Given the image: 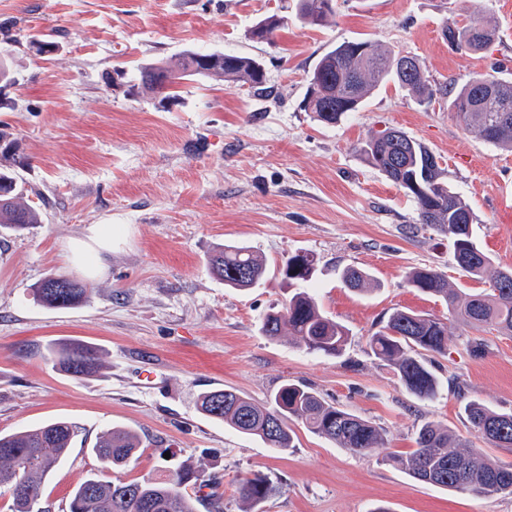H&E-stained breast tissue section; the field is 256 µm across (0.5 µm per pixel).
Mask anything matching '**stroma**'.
Returning a JSON list of instances; mask_svg holds the SVG:
<instances>
[{"label":"stroma","instance_id":"stroma-1","mask_svg":"<svg viewBox=\"0 0 512 512\" xmlns=\"http://www.w3.org/2000/svg\"><path fill=\"white\" fill-rule=\"evenodd\" d=\"M294 0H0V41L16 79L0 126L28 161L17 175L41 224L0 233V432L54 420L78 428L66 461L45 483L46 512H68L77 483L102 473L91 449L112 427L132 429L140 455L117 478L168 475L199 465L219 485L223 512H239V481L266 477L274 493L259 512H512V495L446 490L411 479L375 454H353L302 426L294 446L268 448L201 414V392L232 387L266 401L282 383L313 388L327 402L385 431L389 453L415 447L417 429L438 421L473 439L502 465L512 448L477 438L464 407L476 399L512 412V336L454 325L445 353L431 355L441 389L409 394L375 361L366 338L385 314L409 309L447 317L437 298L405 276L428 265L451 287L482 289L453 260L446 236L414 231L413 200L370 167L359 144L397 128L428 147L444 179L471 207L494 264L512 266V152L467 132L444 87L499 70L512 78V0H337L319 28L299 23ZM481 13L496 25L488 51L449 45V19ZM284 15L273 42L254 39L263 18ZM53 34L56 51L30 49ZM366 38L415 56L436 95L419 103L397 84L380 86L360 111L334 126L304 111L307 78L333 45ZM232 52L259 61L266 91L215 79L182 80L175 102L130 90L142 66L189 51ZM92 224L112 227L104 271L89 278L67 246ZM242 243L266 256L268 275L247 291L210 274L214 248ZM314 253L312 283L323 310L350 330L341 357L307 352L260 330L288 299L279 269ZM367 271L377 287L356 293L341 271ZM51 275L85 284L77 307L37 304ZM480 338L482 355L468 342ZM82 341L104 368L73 378L54 366L50 344Z\"/></svg>","mask_w":512,"mask_h":512}]
</instances>
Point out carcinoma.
Segmentation results:
<instances>
[{"label": "carcinoma", "mask_w": 512, "mask_h": 512, "mask_svg": "<svg viewBox=\"0 0 512 512\" xmlns=\"http://www.w3.org/2000/svg\"><path fill=\"white\" fill-rule=\"evenodd\" d=\"M336 0H296V17L310 27L323 25L335 13ZM285 19L273 14L259 21L252 36L270 41ZM444 38L460 50L488 49L497 30L478 14L460 25L451 20ZM363 38L346 40L329 49L309 77L306 110L318 121L335 125L349 113L359 111L380 85L392 80L419 101L432 99L433 90L418 62ZM187 77L223 78L264 89L262 66L255 60L232 53L191 51L177 68L153 65L139 69L138 87L152 94L174 97L177 81ZM450 108L464 127L484 141L512 150V80L494 75H477L458 89L449 91ZM0 153L10 164L0 165V230L21 231L41 223L40 213L22 202L23 183L13 168L25 164L18 140L0 129ZM364 160L403 189L416 205L418 223L448 237L456 264L488 287L463 293L448 287L447 277L432 267L407 272L411 288L434 296L448 306L441 319L407 309H394L380 328L367 339L375 360L392 367L413 396L434 399L439 381L420 351L442 354L448 349L450 323L455 321L475 330H493L512 336V267H496L483 251L473 229L470 206L443 178L438 157L421 142L396 129L371 135L359 147ZM208 269L224 285L237 290L254 287L267 276L265 258L247 245H223L207 259ZM316 258L310 252L288 256L279 268L282 279L292 287L288 302L271 309L261 325L271 340L288 331V340L310 353L339 357L349 338V329L328 317L315 296L303 284L311 281ZM345 287L355 292L368 290L373 279L364 270L347 267L341 273ZM35 301L48 308L67 309L87 298V289L71 278L50 275L33 288ZM55 364L74 378L90 376L104 367L102 354L94 347L70 342L50 349ZM198 408L206 417L234 431L255 437L271 448L294 447L290 422L332 441L353 453H376L423 483L476 493L512 494V468L488 458L472 440L448 427L429 421L416 433L417 448L405 456L383 454L385 437L373 422L327 402L313 389L286 382L265 402H257L234 389L206 391L198 397ZM465 413L481 438L501 448H512V413L493 410L476 400ZM77 428L65 420L0 433V489L10 495V512H43L39 507L45 480L68 455ZM140 441L130 431L111 428L102 432L91 453L107 468L121 469L138 458ZM203 487L197 472L181 465L163 480H112L94 475L79 484L71 496L69 512H198L202 501L187 492L188 486ZM273 491L261 476L239 482L242 507L254 508Z\"/></svg>", "instance_id": "1"}]
</instances>
